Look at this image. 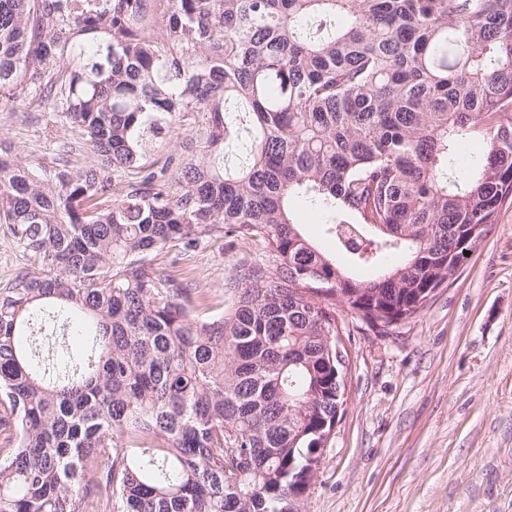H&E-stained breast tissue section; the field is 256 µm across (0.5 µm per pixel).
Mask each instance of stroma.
Here are the masks:
<instances>
[{
	"label": "stroma",
	"instance_id": "1",
	"mask_svg": "<svg viewBox=\"0 0 512 512\" xmlns=\"http://www.w3.org/2000/svg\"><path fill=\"white\" fill-rule=\"evenodd\" d=\"M22 165L51 152L41 125L0 112ZM253 242L218 238L184 262L206 314ZM342 415L301 512H512V207L419 316L383 334L336 310Z\"/></svg>",
	"mask_w": 512,
	"mask_h": 512
}]
</instances>
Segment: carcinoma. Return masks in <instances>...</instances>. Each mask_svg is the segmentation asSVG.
Here are the masks:
<instances>
[{"mask_svg": "<svg viewBox=\"0 0 512 512\" xmlns=\"http://www.w3.org/2000/svg\"><path fill=\"white\" fill-rule=\"evenodd\" d=\"M0 112L71 129L48 167L0 142L37 266L0 289V512H293L344 403L336 305L410 321L512 206V0H0ZM187 112L206 127L155 166ZM218 237L264 258L207 316L177 268ZM76 316L82 361L56 347ZM294 207L301 223L304 224L302 230L305 236L322 249L334 252V243L327 239L323 232L328 216L318 211L304 208L300 199L295 200Z\"/></svg>", "mask_w": 512, "mask_h": 512, "instance_id": "cac0c4a2", "label": "carcinoma"}]
</instances>
